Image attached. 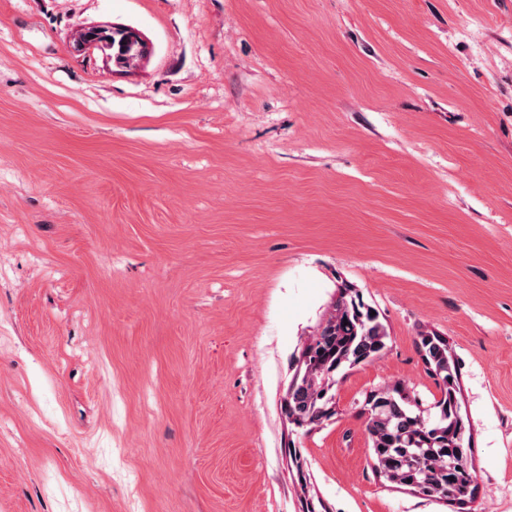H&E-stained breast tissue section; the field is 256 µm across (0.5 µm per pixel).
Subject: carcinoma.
I'll return each instance as SVG.
<instances>
[{
  "label": "carcinoma",
  "instance_id": "1",
  "mask_svg": "<svg viewBox=\"0 0 512 512\" xmlns=\"http://www.w3.org/2000/svg\"><path fill=\"white\" fill-rule=\"evenodd\" d=\"M112 56L134 49L120 28L98 35ZM347 284L338 286L327 317L295 360L294 376L283 405L288 424L309 432L336 416L332 410L336 376L343 369L372 363L388 347L389 332L380 315ZM416 347L439 397L435 414L424 417L417 398L400 387L374 390L364 399L365 431L375 471L387 481L423 497L445 499L464 509L477 486L464 439L468 416L462 410L455 360L448 339L422 332Z\"/></svg>",
  "mask_w": 512,
  "mask_h": 512
}]
</instances>
